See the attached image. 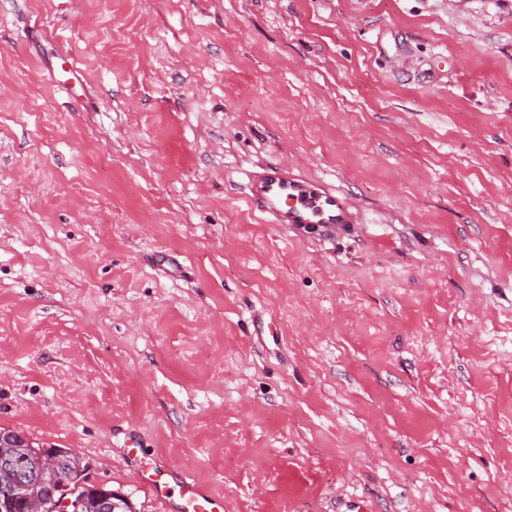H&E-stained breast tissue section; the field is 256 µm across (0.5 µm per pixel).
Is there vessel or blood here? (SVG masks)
<instances>
[{
  "mask_svg": "<svg viewBox=\"0 0 512 512\" xmlns=\"http://www.w3.org/2000/svg\"><path fill=\"white\" fill-rule=\"evenodd\" d=\"M246 203L270 223L297 228L329 230L356 223L357 218L343 193L325 184H313L281 161L268 162L261 171L247 175ZM140 482L159 500L178 491L187 512H224V500L207 493L196 480L179 476L174 483L161 480L156 469L138 466Z\"/></svg>",
  "mask_w": 512,
  "mask_h": 512,
  "instance_id": "vessel-or-blood-1",
  "label": "vessel or blood"
}]
</instances>
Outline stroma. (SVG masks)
<instances>
[{"label":"stroma","instance_id":"obj_1","mask_svg":"<svg viewBox=\"0 0 512 512\" xmlns=\"http://www.w3.org/2000/svg\"><path fill=\"white\" fill-rule=\"evenodd\" d=\"M274 158L358 224L263 222ZM0 427L136 512L132 442L224 512H512V0H0Z\"/></svg>","mask_w":512,"mask_h":512}]
</instances>
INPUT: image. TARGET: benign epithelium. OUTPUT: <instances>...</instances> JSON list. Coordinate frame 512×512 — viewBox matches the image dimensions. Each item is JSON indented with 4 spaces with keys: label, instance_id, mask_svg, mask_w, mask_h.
<instances>
[{
    "label": "benign epithelium",
    "instance_id": "7a95c632",
    "mask_svg": "<svg viewBox=\"0 0 512 512\" xmlns=\"http://www.w3.org/2000/svg\"><path fill=\"white\" fill-rule=\"evenodd\" d=\"M32 449L34 441L30 438L0 427V467L10 468L15 457ZM37 459L39 468L35 478L43 486L42 495L28 494L29 479L23 473L10 485V495L27 500L28 512H83L90 491L100 495L98 502L102 512H116L117 496L128 500L127 496L91 481L87 474L89 464L68 448H43Z\"/></svg>",
    "mask_w": 512,
    "mask_h": 512
}]
</instances>
